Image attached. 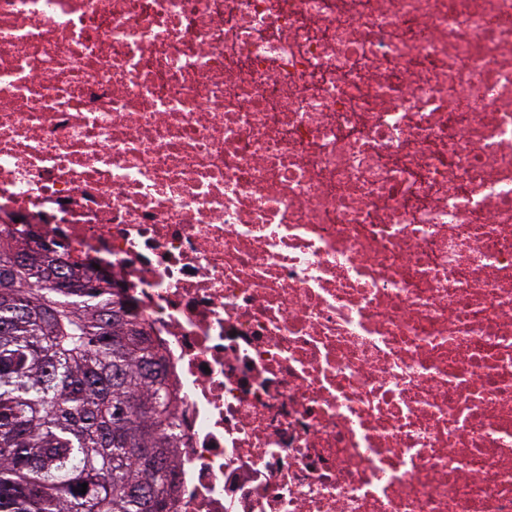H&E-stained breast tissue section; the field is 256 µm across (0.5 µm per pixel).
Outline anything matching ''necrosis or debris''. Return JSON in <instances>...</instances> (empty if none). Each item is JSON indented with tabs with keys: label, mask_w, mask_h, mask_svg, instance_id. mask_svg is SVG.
<instances>
[{
	"label": "necrosis or debris",
	"mask_w": 512,
	"mask_h": 512,
	"mask_svg": "<svg viewBox=\"0 0 512 512\" xmlns=\"http://www.w3.org/2000/svg\"><path fill=\"white\" fill-rule=\"evenodd\" d=\"M0 233L161 348L174 512H512V0H0Z\"/></svg>",
	"instance_id": "obj_1"
}]
</instances>
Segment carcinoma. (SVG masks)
Segmentation results:
<instances>
[{"label":"carcinoma","instance_id":"1","mask_svg":"<svg viewBox=\"0 0 512 512\" xmlns=\"http://www.w3.org/2000/svg\"><path fill=\"white\" fill-rule=\"evenodd\" d=\"M111 287L0 238V512H167L173 396Z\"/></svg>","mask_w":512,"mask_h":512}]
</instances>
